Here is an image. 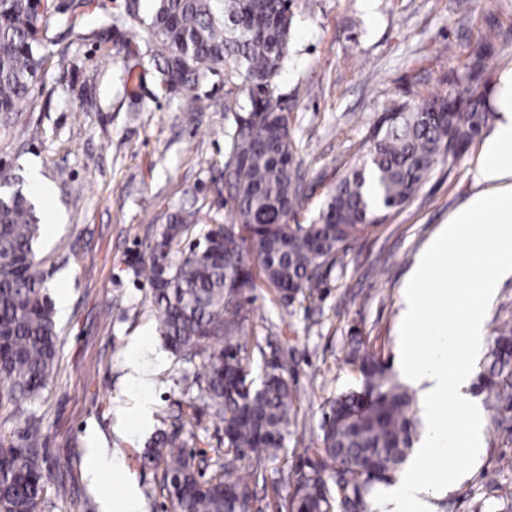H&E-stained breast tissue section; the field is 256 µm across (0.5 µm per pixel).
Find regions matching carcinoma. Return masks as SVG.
Returning a JSON list of instances; mask_svg holds the SVG:
<instances>
[{"instance_id":"1","label":"carcinoma","mask_w":512,"mask_h":512,"mask_svg":"<svg viewBox=\"0 0 512 512\" xmlns=\"http://www.w3.org/2000/svg\"><path fill=\"white\" fill-rule=\"evenodd\" d=\"M290 8V0H150L145 13L142 0H125L114 17L96 0H71L63 10L51 0H0V112L16 111L42 72L38 24L52 10L66 15L72 28L91 19L122 25L128 50L139 41L153 45L162 91L191 90L222 73L227 94L234 95L237 80L247 81V94L235 95L230 107L237 117L221 170L233 203L232 220L221 225L224 243H186L200 219L199 210L183 208L169 215L150 246L147 281L165 346L176 356H205L196 382L223 424L216 458L238 454L253 464L248 470L221 463L206 474L181 439L196 413L179 412L143 456L146 464L163 465L160 493L170 512H246L224 490L248 487L284 448L295 397L282 365H266L256 385L243 346L231 343L244 295L262 283L291 304L319 287L336 255L408 204L436 165L457 161L490 116L480 59L493 46L494 30L475 53L466 92L432 89L417 102L392 103L372 130L365 160L336 183L311 223H292L304 197L288 115L275 96L290 59ZM43 230L22 189L0 194V402H35L54 369L59 332L34 251ZM249 253L258 265L249 264ZM347 362L356 384L329 400L320 447L304 449L315 460L294 482L291 512H368L374 490L397 478L419 439L414 394L392 365L360 341ZM479 382L498 424L512 431V327L495 338ZM41 438L31 414L17 439L0 445V512L37 509L45 484Z\"/></svg>"}]
</instances>
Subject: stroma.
Here are the masks:
<instances>
[{
    "label": "stroma",
    "instance_id": "obj_1",
    "mask_svg": "<svg viewBox=\"0 0 512 512\" xmlns=\"http://www.w3.org/2000/svg\"><path fill=\"white\" fill-rule=\"evenodd\" d=\"M291 57L277 81L306 195L298 223H310L327 193L364 154L372 126L395 101L436 88L464 92L465 74L488 29L499 37L484 60L492 87L512 63V0H293ZM44 74L17 111L0 116V192L23 189L52 225L36 247L50 295L67 292L58 317L59 352L48 387L29 405L41 422L46 493L39 512H101L134 485L145 512H167L159 470L140 455L161 421L194 405L189 447L211 450L223 426L193 379L201 357H176L158 333L144 267L170 214L195 205L205 223L231 217L218 169L235 113L224 109L219 78L195 87L206 109L189 112L183 93L162 92L148 47H122L107 27L69 28L61 14L41 24ZM474 139L452 165L434 168L415 198L361 235L325 272L311 296L285 303L257 288L244 303L242 331L253 378L268 361L283 365L297 399L285 448L253 485L261 512H286L293 491L284 470L307 465L330 398L352 387L345 357L352 340L396 362L403 327L401 292L416 255L478 190ZM37 167L53 193L39 197L27 180ZM145 336L163 367L144 392L131 390L124 361ZM152 403L149 426L131 429L138 397ZM485 445L452 489L433 493V512H471L498 485H512V433L498 426L485 394ZM124 461L122 475L91 489L83 476L89 441Z\"/></svg>",
    "mask_w": 512,
    "mask_h": 512
}]
</instances>
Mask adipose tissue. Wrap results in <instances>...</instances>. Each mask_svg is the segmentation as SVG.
Returning <instances> with one entry per match:
<instances>
[{
    "instance_id": "obj_1",
    "label": "adipose tissue",
    "mask_w": 512,
    "mask_h": 512,
    "mask_svg": "<svg viewBox=\"0 0 512 512\" xmlns=\"http://www.w3.org/2000/svg\"><path fill=\"white\" fill-rule=\"evenodd\" d=\"M492 104L498 119L473 171L478 190L418 254L402 292L405 326H424L437 306L453 329L424 345L410 335L402 340L401 371L420 390L425 433L412 465L387 493L391 512H432L426 484L464 478V470L447 464L444 447L472 461L483 450V413L467 389L477 373L474 355L485 344L487 309L512 277V65L499 71ZM445 262L470 276V287L453 298L431 287Z\"/></svg>"
}]
</instances>
